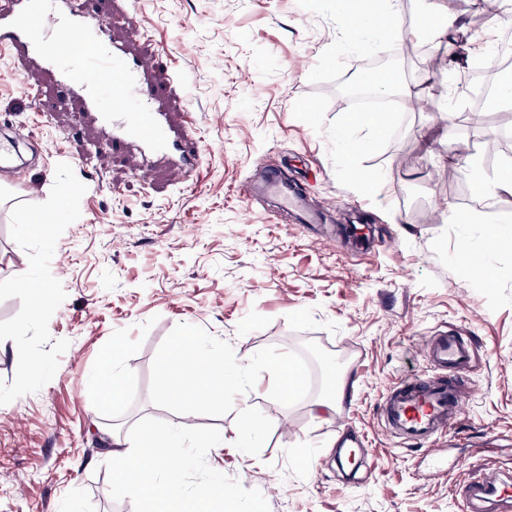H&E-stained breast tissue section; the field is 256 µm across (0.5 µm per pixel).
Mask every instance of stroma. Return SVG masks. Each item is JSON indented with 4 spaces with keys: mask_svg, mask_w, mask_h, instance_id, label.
<instances>
[{
    "mask_svg": "<svg viewBox=\"0 0 512 512\" xmlns=\"http://www.w3.org/2000/svg\"><path fill=\"white\" fill-rule=\"evenodd\" d=\"M448 0H399L398 37ZM114 41L149 59L161 107L197 115L188 147L198 181L178 184L169 165L133 172L126 151L90 124L52 75L28 90L14 58L0 57V139L18 129L27 164L0 168V512H150L147 496L118 488L108 436L130 443L156 431L186 459V492L220 482L205 512H460L469 473L493 459L512 482V239L486 261L493 286L470 279L458 253L488 230L512 228V201L448 209L475 188L470 163L501 172L485 148L497 126L449 115L448 87L430 88L399 135L364 160L385 179L375 198L340 185L325 134L293 115L312 93L329 96L326 121L349 107L337 83L311 70L334 41L327 18L297 0H92ZM468 43L512 24V8L456 12ZM402 97L427 72L447 74L439 50L400 58ZM297 165L326 222L292 223L243 188L268 169ZM51 217L48 229L29 225ZM48 301L32 315L30 285ZM180 323L228 342L240 364L273 346L313 342L342 363L333 410L318 392L291 406L269 397L272 377L215 418L154 405L156 352ZM443 332L473 337L463 422L437 446L444 470L382 422L379 406L404 376L431 366L426 345ZM33 364L19 374L11 348ZM115 369L121 402L99 377ZM255 427L238 435L242 418Z\"/></svg>",
    "mask_w": 512,
    "mask_h": 512,
    "instance_id": "1",
    "label": "stroma"
}]
</instances>
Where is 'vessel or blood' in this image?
<instances>
[{
	"instance_id": "1",
	"label": "vessel or blood",
	"mask_w": 512,
	"mask_h": 512,
	"mask_svg": "<svg viewBox=\"0 0 512 512\" xmlns=\"http://www.w3.org/2000/svg\"><path fill=\"white\" fill-rule=\"evenodd\" d=\"M75 44L83 48L76 66L67 54ZM0 53L23 59V76L30 88H38L43 73H54L67 98L80 103L93 123L131 154L136 172L149 173L153 161L163 159L176 180L191 179L198 158L173 135L150 78L151 66L112 40L100 14L76 10L71 0H49L47 11L36 15L30 13L27 0H0ZM104 87L109 90V104L103 109L99 92ZM257 190L277 197L300 223H315V208L278 171H270ZM473 345L468 336L430 338L426 351L432 374L398 382L382 404L384 424L397 438L431 444L453 428L466 406L457 379L470 367ZM490 499L508 510L512 486L484 470L473 471L464 512H480Z\"/></svg>"
}]
</instances>
